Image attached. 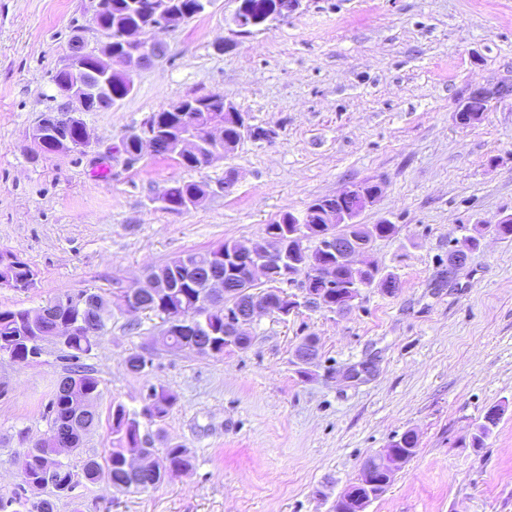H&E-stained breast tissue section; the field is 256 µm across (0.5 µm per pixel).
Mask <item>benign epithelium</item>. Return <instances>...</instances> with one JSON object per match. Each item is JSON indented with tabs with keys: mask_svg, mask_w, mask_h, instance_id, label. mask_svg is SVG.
Segmentation results:
<instances>
[{
	"mask_svg": "<svg viewBox=\"0 0 512 512\" xmlns=\"http://www.w3.org/2000/svg\"><path fill=\"white\" fill-rule=\"evenodd\" d=\"M156 13L161 16L157 28L145 33L130 30L122 38L126 46L123 54L112 50V31L103 29L101 33L105 43L101 49H89L80 44V49L70 53L66 63L60 68L64 74L61 79L60 94L65 104L76 103L78 110L72 109L60 116V119L74 125L80 131L79 142L70 145V149H85L90 144V137L84 123L76 117V112L83 111L84 97L79 77L89 68L93 69L100 78L109 82L113 74H118L126 80H131L133 72L145 67L148 56L152 53L157 42L153 40L156 29L169 27L183 20L179 14L165 9L162 0L156 2ZM107 55L121 62L125 70L115 72L102 60ZM512 96V83L501 82L497 84H475L469 88L466 96L461 100L455 113L458 124L463 126L474 125L481 121L488 104L493 99H503ZM168 112H184L192 123L195 131L194 143L189 148H200L198 155L201 166L209 165L219 154L215 145L224 137V126L221 121L200 123L196 113L208 112V101L194 98H185L163 107ZM224 119H232L242 135L248 136L252 126L240 109L231 104H224ZM139 138L140 148L155 150L159 146L162 132L150 127L132 132ZM380 187L375 185L371 191H366L360 184H353L336 194L337 204L329 205L321 211L323 223L328 230L319 234L318 249L307 253L303 260L297 262L288 259L292 254L291 241L280 235L276 228L271 230L266 242L270 247L258 253L250 244L242 245L238 250L224 255L225 274L222 278H213L208 287L217 292L225 290L234 284L237 288V301L224 310V338L231 340V346L240 349L245 347L248 338L249 326L257 317L264 313H276L286 319L294 311L305 309H323L336 314H342L353 305L360 289L370 285L376 286L386 294H392L398 287L397 280L387 274L376 272L366 284L357 287L347 286L336 291V296L329 295L321 282V273L326 270V260L334 257L336 261L350 269L361 268L363 263L356 259L369 251L366 245H358L352 235L335 229L337 224H351L362 210L378 195ZM268 285L265 294L256 297L251 295V286L255 283ZM122 310L126 313L143 311L144 304L136 299V291L124 290L120 297ZM168 322L165 328L187 325L198 332L195 319L179 307L169 306L166 312ZM83 318L76 320L68 318L61 322L52 337L57 345H62L66 337L77 328L86 327ZM96 403H83L77 405L73 414L58 424L55 434V443L62 454L75 451V435L86 432L95 417ZM415 454L413 448H388L367 460L362 468L360 477L348 486L336 499L334 512H365L369 503L381 496L389 487L392 477Z\"/></svg>",
	"mask_w": 512,
	"mask_h": 512,
	"instance_id": "7a95c632",
	"label": "benign epithelium"
}]
</instances>
